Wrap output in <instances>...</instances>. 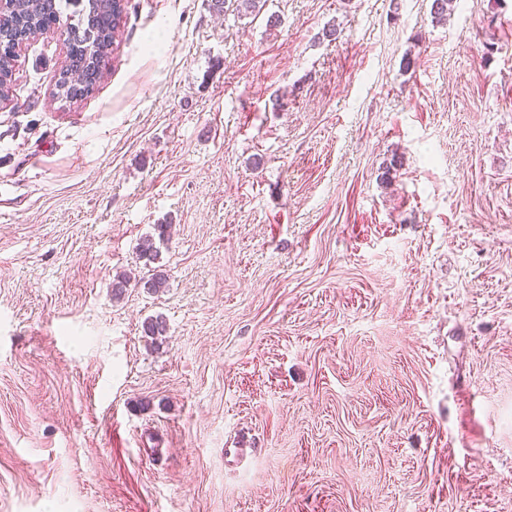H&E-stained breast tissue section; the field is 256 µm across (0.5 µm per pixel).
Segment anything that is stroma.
<instances>
[{
  "label": "stroma",
  "mask_w": 512,
  "mask_h": 512,
  "mask_svg": "<svg viewBox=\"0 0 512 512\" xmlns=\"http://www.w3.org/2000/svg\"><path fill=\"white\" fill-rule=\"evenodd\" d=\"M209 4L14 62L0 512H512V0ZM121 1L127 0H87V5L71 16L74 22L67 26L66 56L56 85L58 99L74 105L94 91L101 78L102 62L120 35L127 7ZM72 70L84 73L82 86L69 81ZM265 2V0H211L210 7L218 13L224 12V16L227 12H231L238 18L250 15L256 17ZM169 224L154 225V236H145L138 244V255L144 261V265L152 272L150 278L144 282V288L152 292H159L167 286V274L161 266H151L159 261V251L155 246L154 237L157 236L159 241L164 242L168 239ZM157 261V262H156Z\"/></svg>",
  "instance_id": "35a3bbf8"
}]
</instances>
